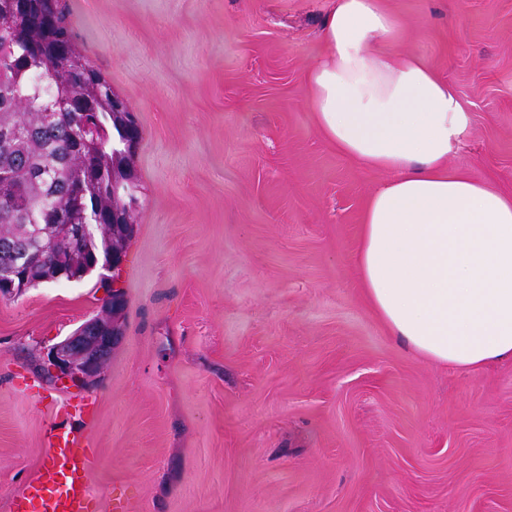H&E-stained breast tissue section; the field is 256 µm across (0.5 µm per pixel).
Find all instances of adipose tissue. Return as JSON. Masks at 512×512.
<instances>
[{
	"mask_svg": "<svg viewBox=\"0 0 512 512\" xmlns=\"http://www.w3.org/2000/svg\"><path fill=\"white\" fill-rule=\"evenodd\" d=\"M383 0H336L306 103L344 156L388 173L362 218L373 310L419 355L464 371L512 360V196L448 166L469 115L448 81L397 51Z\"/></svg>",
	"mask_w": 512,
	"mask_h": 512,
	"instance_id": "adipose-tissue-1",
	"label": "adipose tissue"
}]
</instances>
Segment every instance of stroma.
Returning a JSON list of instances; mask_svg holds the SVG:
<instances>
[{
	"label": "stroma",
	"instance_id": "obj_1",
	"mask_svg": "<svg viewBox=\"0 0 512 512\" xmlns=\"http://www.w3.org/2000/svg\"><path fill=\"white\" fill-rule=\"evenodd\" d=\"M335 0H66L135 113L142 208L124 335L91 405L35 371L99 314L97 274L0 298V512L81 437L95 512H512V361L477 371L390 335L356 263L387 173L305 104ZM399 47L471 124L451 169L512 196V0H386Z\"/></svg>",
	"mask_w": 512,
	"mask_h": 512
}]
</instances>
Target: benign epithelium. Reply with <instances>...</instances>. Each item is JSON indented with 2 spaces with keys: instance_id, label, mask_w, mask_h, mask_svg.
<instances>
[{
  "instance_id": "7a95c632",
  "label": "benign epithelium",
  "mask_w": 512,
  "mask_h": 512,
  "mask_svg": "<svg viewBox=\"0 0 512 512\" xmlns=\"http://www.w3.org/2000/svg\"><path fill=\"white\" fill-rule=\"evenodd\" d=\"M115 341L114 336L100 335L95 322L88 321L75 333L48 347L39 370L54 386L92 388Z\"/></svg>"
}]
</instances>
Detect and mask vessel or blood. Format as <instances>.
Instances as JSON below:
<instances>
[{"instance_id": "vessel-or-blood-1", "label": "vessel or blood", "mask_w": 512, "mask_h": 512, "mask_svg": "<svg viewBox=\"0 0 512 512\" xmlns=\"http://www.w3.org/2000/svg\"><path fill=\"white\" fill-rule=\"evenodd\" d=\"M45 445L50 464L15 499L14 512H92L87 481L92 458L80 438L51 430Z\"/></svg>"}]
</instances>
